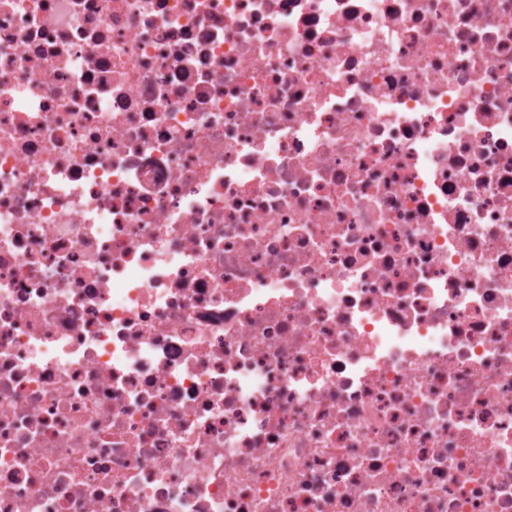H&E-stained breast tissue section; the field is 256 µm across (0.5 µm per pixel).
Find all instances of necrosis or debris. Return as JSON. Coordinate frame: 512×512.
I'll return each mask as SVG.
<instances>
[{
    "mask_svg": "<svg viewBox=\"0 0 512 512\" xmlns=\"http://www.w3.org/2000/svg\"><path fill=\"white\" fill-rule=\"evenodd\" d=\"M0 512H512V0H0Z\"/></svg>",
    "mask_w": 512,
    "mask_h": 512,
    "instance_id": "necrosis-or-debris-1",
    "label": "necrosis or debris"
}]
</instances>
